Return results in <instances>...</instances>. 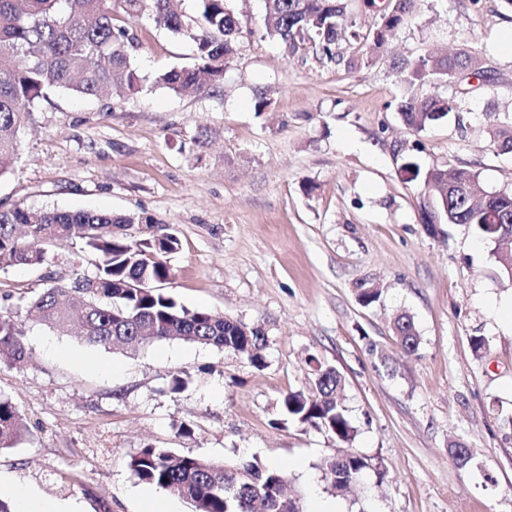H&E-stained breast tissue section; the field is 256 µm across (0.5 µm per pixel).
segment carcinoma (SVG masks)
<instances>
[{
    "instance_id": "carcinoma-1",
    "label": "carcinoma",
    "mask_w": 512,
    "mask_h": 512,
    "mask_svg": "<svg viewBox=\"0 0 512 512\" xmlns=\"http://www.w3.org/2000/svg\"><path fill=\"white\" fill-rule=\"evenodd\" d=\"M197 2V12L187 15L174 7V0H0V178L13 171L26 117L49 93L67 90L109 99L141 93L146 77L130 65L136 38L116 24L117 13L131 22L147 17L171 36L193 43L194 64L157 73L155 86L180 94L220 84L235 55L239 19L229 0ZM348 5L349 0H265L266 34L291 49L309 45L333 62L336 41L348 28ZM414 7L415 0H389L374 34L377 47L384 44L386 32L412 16ZM479 64L477 56L462 49L453 58L428 56L405 68L407 95L399 106L405 124L420 131L448 117V100L421 98L416 88L446 83L457 70ZM418 177L426 188L422 222L428 229L467 224L493 245L499 236L512 237V194L494 201L508 220L496 228L486 223L481 200L448 192L452 181L473 190L484 188L480 172L432 167ZM143 223H152V218L0 209V269L38 268L48 263V247L60 241L78 244L96 256V273L67 281L46 274V287L26 306L42 326L92 346H121L133 354L155 342L178 339L242 357L256 369L265 367L262 330L204 309H189L165 291L163 285L173 276L168 256L176 252L179 240L172 233L140 239L137 230ZM493 256L499 274L512 282V252L496 249ZM393 332L406 352L418 349L419 335L410 317L398 316ZM28 351L18 316L0 310V367L23 362ZM308 363L312 390H290L282 396L283 422L353 443L357 429L341 399V376L315 356ZM29 433L13 402L0 395V452L15 448ZM128 468L140 482L178 493L192 512H304L300 497L285 494L287 473L256 457L226 464L147 445L130 457ZM371 470L370 459L354 451L324 464L338 496Z\"/></svg>"
}]
</instances>
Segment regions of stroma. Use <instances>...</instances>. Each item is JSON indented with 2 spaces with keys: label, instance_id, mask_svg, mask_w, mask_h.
Here are the masks:
<instances>
[{
  "label": "stroma",
  "instance_id": "obj_1",
  "mask_svg": "<svg viewBox=\"0 0 512 512\" xmlns=\"http://www.w3.org/2000/svg\"><path fill=\"white\" fill-rule=\"evenodd\" d=\"M231 5L241 35L220 85L178 95L148 84L112 100L52 93L0 178V208L151 217L141 237L180 241L167 291L260 328L266 365L178 340L127 354L51 332L24 308L45 270L0 269V308L22 317L31 351L25 365L0 367V394L30 428L0 453V499L24 487L69 512H140L147 486L127 461L153 444L260 458L287 472L292 494L338 512H512V283L467 225L427 232L424 187L405 170L472 168L488 190L512 193V152L492 136L512 128V48L502 44L512 6L417 0L415 18L378 49L377 0H351L355 34L329 63L265 38L263 0ZM129 29L141 72L192 64L190 41L146 18ZM463 47L486 77L424 85L451 111L425 130L406 126L399 65ZM49 263L66 278L96 271L94 255L69 242ZM373 287L379 301L363 305ZM401 313L420 336L412 354L390 328ZM312 356L341 374L352 448L385 473L343 496L322 469L336 438L282 421L281 398L307 387ZM455 442L472 448L469 467L449 457Z\"/></svg>",
  "mask_w": 512,
  "mask_h": 512
}]
</instances>
